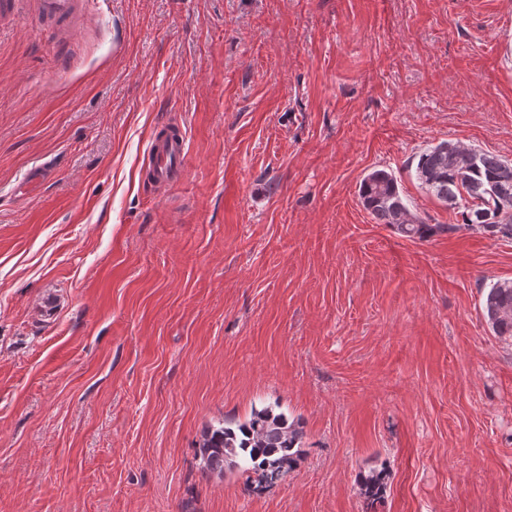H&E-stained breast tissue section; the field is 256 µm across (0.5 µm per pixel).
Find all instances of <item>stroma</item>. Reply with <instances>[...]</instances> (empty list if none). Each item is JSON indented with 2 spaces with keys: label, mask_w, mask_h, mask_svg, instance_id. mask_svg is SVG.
I'll return each instance as SVG.
<instances>
[{
  "label": "stroma",
  "mask_w": 512,
  "mask_h": 512,
  "mask_svg": "<svg viewBox=\"0 0 512 512\" xmlns=\"http://www.w3.org/2000/svg\"><path fill=\"white\" fill-rule=\"evenodd\" d=\"M443 141L512 161V0H91L69 43L0 15V512H512V239L421 189ZM381 168L453 232L376 223ZM275 403L295 470L203 472V428ZM158 129L148 146L150 181L155 190L165 189L182 178L186 157L182 128L165 125ZM491 330L504 340L512 339V281L491 284L483 304Z\"/></svg>",
  "instance_id": "obj_1"
}]
</instances>
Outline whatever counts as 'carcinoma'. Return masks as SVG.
Segmentation results:
<instances>
[{"label": "carcinoma", "instance_id": "carcinoma-1", "mask_svg": "<svg viewBox=\"0 0 512 512\" xmlns=\"http://www.w3.org/2000/svg\"><path fill=\"white\" fill-rule=\"evenodd\" d=\"M416 179L423 189L449 206L463 205L461 225L490 237L512 238V162L490 152L443 142L418 155ZM359 197L379 224L404 237L427 239L457 229L455 224H426L401 195L392 173L378 169L359 185ZM493 333L512 339V281L491 284L483 304ZM299 421L273 405L255 408L242 421H222L208 427L199 442L202 468L224 475L242 470L254 475L259 490L296 469L304 457ZM361 494L376 498L379 475L360 479Z\"/></svg>", "mask_w": 512, "mask_h": 512}]
</instances>
